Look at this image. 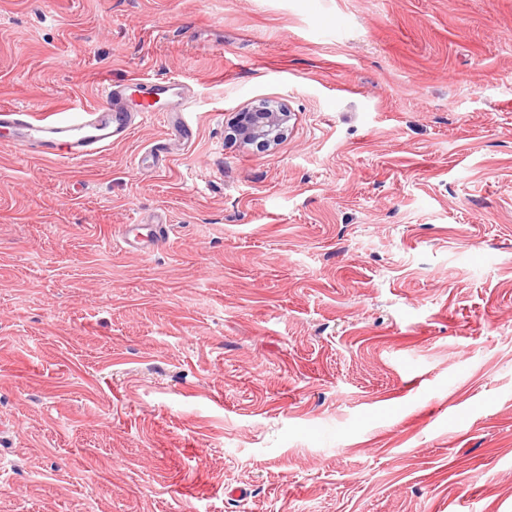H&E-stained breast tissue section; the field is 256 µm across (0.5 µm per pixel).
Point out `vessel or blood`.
<instances>
[{"mask_svg": "<svg viewBox=\"0 0 512 512\" xmlns=\"http://www.w3.org/2000/svg\"><path fill=\"white\" fill-rule=\"evenodd\" d=\"M144 90L146 99L132 107L127 103L126 86L104 85L99 104L75 109L65 118L1 109L0 129L23 150L57 162H71L126 141L138 120L153 112L155 100L163 98L171 106L173 128L181 137L191 138V127L180 119L185 108L183 86L166 80L148 81Z\"/></svg>", "mask_w": 512, "mask_h": 512, "instance_id": "vessel-or-blood-1", "label": "vessel or blood"}]
</instances>
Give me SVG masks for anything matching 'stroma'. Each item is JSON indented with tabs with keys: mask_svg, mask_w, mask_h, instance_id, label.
<instances>
[{
	"mask_svg": "<svg viewBox=\"0 0 512 512\" xmlns=\"http://www.w3.org/2000/svg\"><path fill=\"white\" fill-rule=\"evenodd\" d=\"M137 77L0 144V512H512V0H0V107ZM144 87L146 96L135 108L127 103V89ZM149 95L156 98L151 101ZM172 105L170 122L183 139L192 137L191 127L180 120L184 112L183 86L166 81L133 80L129 84L104 85L98 105L73 109L67 118L35 117L21 110H0V128L14 145L39 157L56 162H72L100 153L126 141L137 125L161 99ZM288 114L281 106L268 102L245 107L236 115V132L247 142H259L268 147L280 139Z\"/></svg>",
	"mask_w": 512,
	"mask_h": 512,
	"instance_id": "1",
	"label": "stroma"
}]
</instances>
